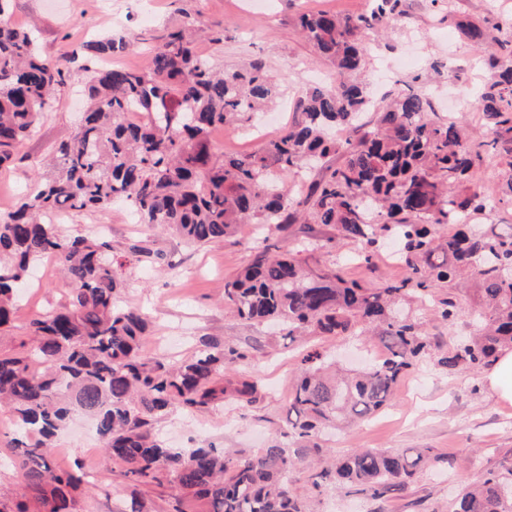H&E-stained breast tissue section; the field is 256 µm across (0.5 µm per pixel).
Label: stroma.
<instances>
[{"mask_svg":"<svg viewBox=\"0 0 512 512\" xmlns=\"http://www.w3.org/2000/svg\"><path fill=\"white\" fill-rule=\"evenodd\" d=\"M331 10L355 17L368 12L370 0H11L9 16L19 28L34 29L43 55L55 57L79 49L82 42L115 32L129 39L127 50L114 56L113 64L143 68L157 37L194 21L199 28L198 53L217 69H233L249 58H261L281 84L283 96L275 104L280 112L277 127L261 132L257 125L226 127L213 137L220 153L236 154L258 149L266 137L279 135L294 118L295 98L309 85L328 83L335 75L303 37L298 18L306 9ZM402 13L364 40L366 64L362 77L375 101H390L404 83L416 82L429 97L437 118H453L466 135L481 133L472 112L449 111V104L464 90H477L489 77L482 49L466 36L468 25L512 18V0H455L454 8L431 0H402ZM224 28L223 42L210 32ZM416 49L420 64L405 67L392 79L377 80L381 62L399 60ZM441 71H433L432 63ZM53 108L33 129L13 164L0 168V204L13 205L30 194L45 171L41 161L53 145L70 137L82 110L75 82L59 87ZM132 208L123 199L95 211L69 213L61 230L84 234L97 224L107 225L112 258L122 266V303L141 308L148 315L143 339L145 353L167 361L191 356L200 338L217 345H232L242 357L233 366L238 375L259 378L263 389L252 405L222 402L191 414L171 412L156 431L170 447L189 448L211 442L243 454L257 452L270 439L292 445L287 407L301 354L318 344L314 336H289L287 326L245 322L224 305V285L249 260L250 237H266L272 252L297 247L298 237L273 229L255 230L242 225L237 236L204 245L187 246L175 235L146 224H132ZM139 245L162 253L161 263L137 260L130 251ZM40 282H22L12 329L0 338V353L17 351L30 342L29 325L47 310L64 303L68 293L57 260L37 265ZM406 269L388 253L376 254L371 263L349 264L348 279L363 284L400 281ZM476 305L464 301L455 323H442L431 307L417 302L403 305L404 315L421 324L432 342L448 348L467 332ZM91 419L73 417L54 445L55 460L66 466L82 458L90 476L76 494L77 512H121L126 495L120 463L104 449L84 452L85 434L94 432ZM17 433L8 407L0 408V487L22 484L12 450ZM322 447L342 453L351 448H381L403 453L428 448L432 461L423 467L408 488L382 499L323 482L314 487L316 466L303 465L289 474L293 491L307 503L308 512H444L453 493L486 473L497 461V452L512 450V403L491 390L485 374L467 370L455 373L426 358L396 383L393 399L372 418L351 423L323 436Z\"/></svg>","mask_w":512,"mask_h":512,"instance_id":"obj_1","label":"stroma"}]
</instances>
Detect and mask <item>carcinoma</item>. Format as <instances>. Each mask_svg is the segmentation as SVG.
<instances>
[{
    "label": "carcinoma",
    "instance_id": "1",
    "mask_svg": "<svg viewBox=\"0 0 512 512\" xmlns=\"http://www.w3.org/2000/svg\"><path fill=\"white\" fill-rule=\"evenodd\" d=\"M400 6L401 0H372L356 18L325 10L302 15L304 37L333 65L335 81L307 88L294 102L291 124L258 150L219 156L210 140L214 128L247 121L282 94L262 61L217 72L197 52L191 21L162 35L142 70L106 64L127 48L121 33L52 59L12 25L8 0H0V166L23 147L67 77L80 79L88 99L80 125L53 147L52 170L39 188L0 215V329L13 319L17 288L31 265L57 259L70 285L62 308L30 323L32 348L0 353V402L31 439L15 456L33 493L15 496L10 507L0 503V512H74L82 462L56 465L49 441L78 412L94 418L105 451L124 465L132 512H144L143 488L165 484L175 492L173 512H186L187 499L200 503L198 512H308L288 474L308 447L320 448V431L342 416L377 414L397 380L430 354L425 331L399 316V301L426 303L444 283L437 312L450 326L465 298L477 302L472 334L437 359L442 368L478 373L512 349V226L472 227L476 214L512 203V28L499 26L493 37L481 27L468 30L474 43L496 46L478 95L485 140L475 148L454 121L430 117L429 97L409 87L381 108L356 78L364 67L363 31ZM372 110L376 121H362ZM131 112L146 121H126ZM335 129L353 130L356 140L337 142ZM340 151L344 163L325 166L307 191L286 193L278 174ZM485 155L506 165L497 198L464 186ZM116 198L126 199L141 223L169 228L192 245L222 240L245 223L290 236L302 220L308 234L316 225L333 229L329 243L360 244L357 257L368 263L379 238L394 239L407 270L395 283L371 288L348 280L344 255L311 270L304 248L271 256L253 245V259L224 285V301L243 321H286L290 336L307 329L324 339H376L389 356L343 374L317 349L302 356L288 413L303 448L292 452L276 438L255 455L166 447L155 424L174 409L250 405L259 382L232 377L242 354L205 337L178 362L146 356L147 316L119 304L122 272L111 241L101 233L65 235L46 222L55 211L102 209ZM430 460L428 448L411 455L353 448L326 463L319 477L380 499L406 490ZM450 512H512V455L457 492Z\"/></svg>",
    "mask_w": 512,
    "mask_h": 512
}]
</instances>
